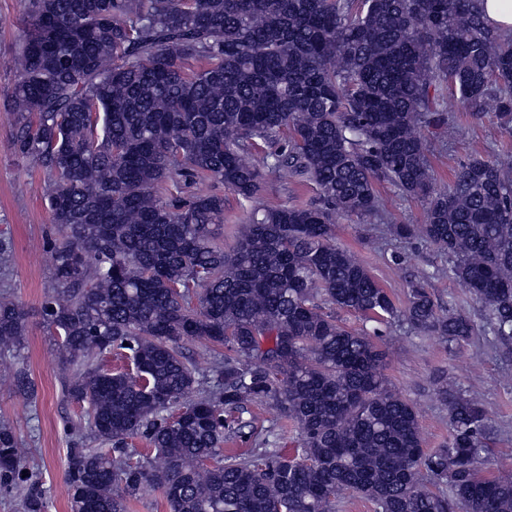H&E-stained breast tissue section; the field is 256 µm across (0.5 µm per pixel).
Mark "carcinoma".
Returning a JSON list of instances; mask_svg holds the SVG:
<instances>
[{"instance_id":"cac0c4a2","label":"carcinoma","mask_w":512,"mask_h":512,"mask_svg":"<svg viewBox=\"0 0 512 512\" xmlns=\"http://www.w3.org/2000/svg\"><path fill=\"white\" fill-rule=\"evenodd\" d=\"M482 2L29 0L11 146L44 177L56 237L39 314L101 444L70 449L71 512H126L157 490L169 512H334L343 492L375 512H512V473L481 464L494 434L482 398L437 378L448 444L425 448L384 374L381 330L336 317L476 333L421 281L397 309L336 242L340 215L387 223L386 183L426 203L425 223L390 233L448 256L438 274L469 289L512 356V166L473 156L441 187L429 159L463 110L512 135V35ZM269 175L315 200L263 199ZM220 185L247 203L228 250L214 242ZM28 316L0 296V352L21 345ZM186 340L209 344L213 384ZM112 352L137 374L101 368ZM1 377L34 396L19 359ZM264 401L295 427L296 449L224 455L234 413ZM138 436L145 454L129 447ZM25 470L0 423V486Z\"/></svg>"}]
</instances>
